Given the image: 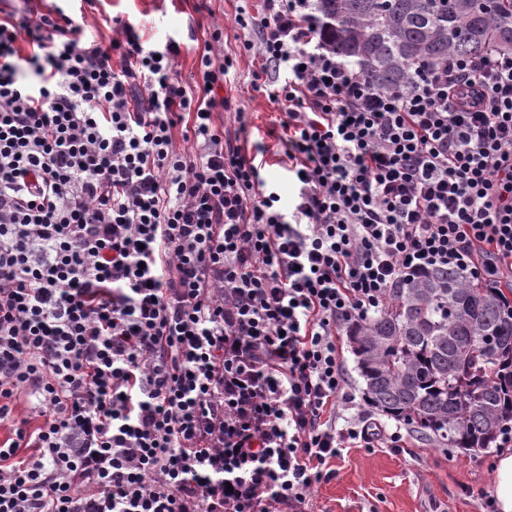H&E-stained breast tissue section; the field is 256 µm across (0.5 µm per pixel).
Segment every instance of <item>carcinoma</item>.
I'll list each match as a JSON object with an SVG mask.
<instances>
[{
	"instance_id": "1",
	"label": "carcinoma",
	"mask_w": 512,
	"mask_h": 512,
	"mask_svg": "<svg viewBox=\"0 0 512 512\" xmlns=\"http://www.w3.org/2000/svg\"><path fill=\"white\" fill-rule=\"evenodd\" d=\"M336 52L398 91L421 62L512 45V0H317ZM349 339L367 401L450 448L488 449L512 418V300L439 269Z\"/></svg>"
}]
</instances>
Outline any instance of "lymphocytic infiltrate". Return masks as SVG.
<instances>
[{
    "mask_svg": "<svg viewBox=\"0 0 512 512\" xmlns=\"http://www.w3.org/2000/svg\"><path fill=\"white\" fill-rule=\"evenodd\" d=\"M235 21L286 107L289 213L217 124L221 29L197 93L176 40L0 16V512H309L346 445L402 443L340 333L436 269L512 289V47L391 91L314 0Z\"/></svg>",
    "mask_w": 512,
    "mask_h": 512,
    "instance_id": "f902f5d3",
    "label": "lymphocytic infiltrate"
}]
</instances>
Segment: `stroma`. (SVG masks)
I'll use <instances>...</instances> for the list:
<instances>
[{
	"mask_svg": "<svg viewBox=\"0 0 512 512\" xmlns=\"http://www.w3.org/2000/svg\"><path fill=\"white\" fill-rule=\"evenodd\" d=\"M256 11L259 0H5L0 12L25 10L28 16L63 11H82L86 37L110 40L113 18L131 23L145 47L163 45L176 37L180 54L176 60L179 80L195 85L199 77L197 58L214 28H221L224 50L235 53L237 64L224 88L231 108L221 119L234 127L235 111L245 114L246 126L240 143L246 151L255 145L265 149L266 179L278 187L283 207H293L298 184L282 167L280 101L252 87V74L258 63L245 53L243 43L252 39L251 29L235 22L239 6ZM388 427H400L402 448L379 442L376 448H347L333 461L330 478L314 487L315 512H483V494L492 491V476L501 449L467 451L451 448L435 438L423 437L411 426H398L388 419Z\"/></svg>",
	"mask_w": 512,
	"mask_h": 512,
	"instance_id": "1",
	"label": "stroma"
}]
</instances>
